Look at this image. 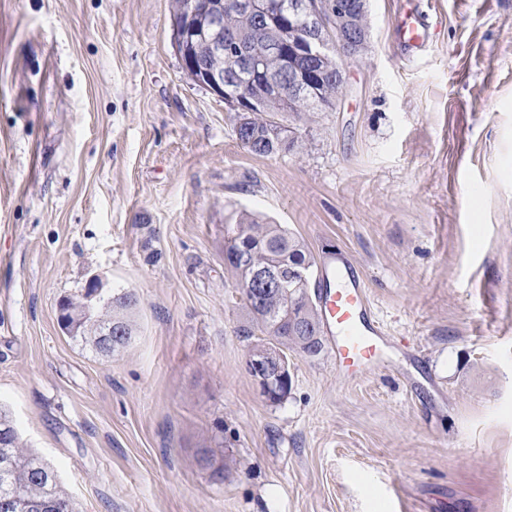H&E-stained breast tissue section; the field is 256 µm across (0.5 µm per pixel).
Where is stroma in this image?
<instances>
[{
  "label": "stroma",
  "mask_w": 512,
  "mask_h": 512,
  "mask_svg": "<svg viewBox=\"0 0 512 512\" xmlns=\"http://www.w3.org/2000/svg\"><path fill=\"white\" fill-rule=\"evenodd\" d=\"M172 4L0 0V408L80 512H512V0H368L335 109L268 156ZM242 212L359 264L379 364L294 351L261 396ZM96 275L136 299L109 357L57 322Z\"/></svg>",
  "instance_id": "stroma-1"
}]
</instances>
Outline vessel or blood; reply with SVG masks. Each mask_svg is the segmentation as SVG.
<instances>
[{"mask_svg":"<svg viewBox=\"0 0 512 512\" xmlns=\"http://www.w3.org/2000/svg\"><path fill=\"white\" fill-rule=\"evenodd\" d=\"M358 265L351 259L322 262L321 326L339 369L359 377L377 361L382 329L370 316V301Z\"/></svg>","mask_w":512,"mask_h":512,"instance_id":"1","label":"vessel or blood"}]
</instances>
